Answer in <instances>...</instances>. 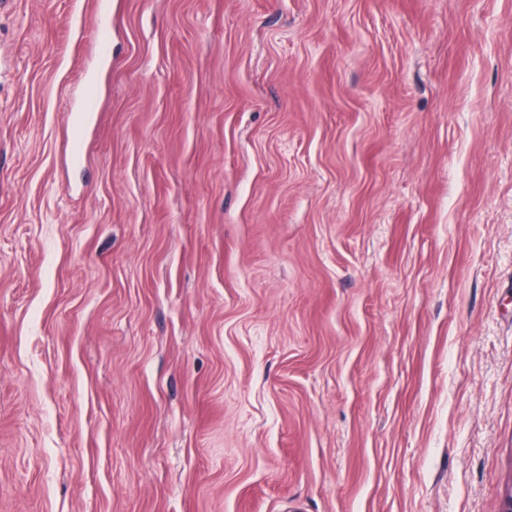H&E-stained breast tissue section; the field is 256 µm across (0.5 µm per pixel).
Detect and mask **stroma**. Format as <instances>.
<instances>
[{"label": "stroma", "mask_w": 512, "mask_h": 512, "mask_svg": "<svg viewBox=\"0 0 512 512\" xmlns=\"http://www.w3.org/2000/svg\"><path fill=\"white\" fill-rule=\"evenodd\" d=\"M0 10V512H502L512 0ZM109 0H93V8L97 17V30L95 38V47L97 61L104 66L110 59V19H109ZM82 81L78 109L72 113L64 140L65 156L73 163L82 161L87 126L99 110L95 76L85 72Z\"/></svg>", "instance_id": "stroma-1"}]
</instances>
